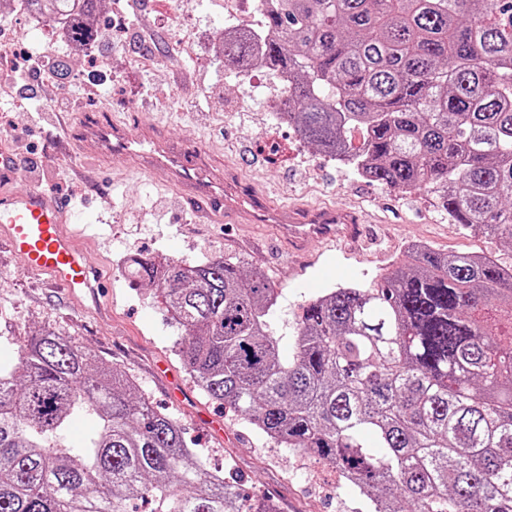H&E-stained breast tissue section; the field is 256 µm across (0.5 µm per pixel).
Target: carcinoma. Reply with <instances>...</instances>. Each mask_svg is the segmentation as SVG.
<instances>
[{
  "instance_id": "1",
  "label": "carcinoma",
  "mask_w": 512,
  "mask_h": 512,
  "mask_svg": "<svg viewBox=\"0 0 512 512\" xmlns=\"http://www.w3.org/2000/svg\"><path fill=\"white\" fill-rule=\"evenodd\" d=\"M77 9L88 40L102 0ZM265 33L224 40L291 77L301 138L389 189L431 192L468 230L512 242V0H264ZM361 133L352 145L350 129ZM369 286L300 307L294 352L274 288L236 256H134L183 330L201 390L274 442L331 466L369 512H512V269L408 246ZM93 422L80 443L76 418ZM279 512L211 471L180 425L89 347L44 329L0 368V512Z\"/></svg>"
}]
</instances>
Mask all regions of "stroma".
<instances>
[{"mask_svg": "<svg viewBox=\"0 0 512 512\" xmlns=\"http://www.w3.org/2000/svg\"><path fill=\"white\" fill-rule=\"evenodd\" d=\"M0 18L19 48L47 51L50 66L67 64L55 93L81 95V111L114 116L133 127L160 123L171 141L191 150L206 148L218 162L235 164L276 202L346 204L369 217L352 238L317 240L296 256L274 227L200 222L194 202L98 158L93 148L75 159L58 156V113L16 102L7 137L17 158L14 185L41 180L73 211L76 245L88 251L112 286L101 308H91L47 287L44 277L20 272L0 252V350L18 349L44 327L70 336L93 349L103 364L132 376L138 395L174 418L210 466H234L246 493L274 497L281 512H365L357 492L339 486L335 471L278 445L205 395L178 354L180 330L150 286L122 276L123 260L142 254L198 263L240 256L274 288L270 327L288 351L304 301L340 285L379 279L393 263L405 262L409 243L446 254L479 253L505 268L512 266V244L465 232L427 192L394 191L363 180L307 144L293 126L272 123L281 89L253 97L251 85L263 82V75L234 78L216 55L224 0H119L100 20L97 40L80 55L51 42L43 26L31 23L26 9L9 0H0ZM139 18L150 21L151 40L141 38ZM176 43L183 46L188 95L164 61Z\"/></svg>", "mask_w": 512, "mask_h": 512, "instance_id": "stroma-1", "label": "stroma"}]
</instances>
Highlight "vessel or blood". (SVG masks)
<instances>
[{
	"label": "vessel or blood",
	"instance_id": "obj_1",
	"mask_svg": "<svg viewBox=\"0 0 512 512\" xmlns=\"http://www.w3.org/2000/svg\"><path fill=\"white\" fill-rule=\"evenodd\" d=\"M115 162L137 158L139 170L159 175L166 187L199 204V216L213 224H272L297 246L340 234L359 223L347 208L319 207L272 201L256 185L242 182L232 171L216 165L204 150L187 156L149 126L131 130L114 120L80 114L63 146L77 156L82 143ZM17 168L9 143L0 140V249L4 248L28 274L46 276L52 287L96 304L107 283L89 255L78 248L69 230L72 212L60 205L41 183L12 187Z\"/></svg>",
	"mask_w": 512,
	"mask_h": 512
}]
</instances>
